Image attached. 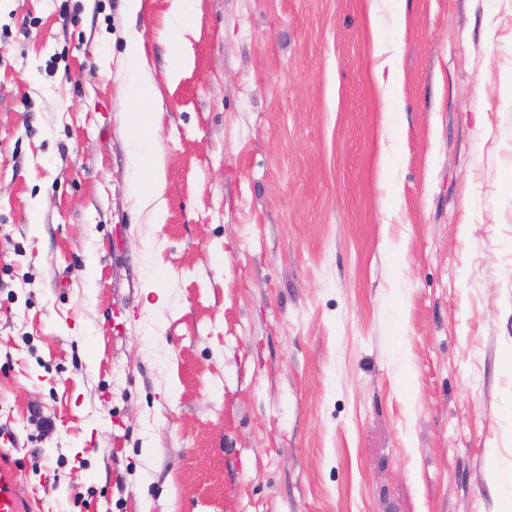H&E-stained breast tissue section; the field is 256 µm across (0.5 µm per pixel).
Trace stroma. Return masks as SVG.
Returning a JSON list of instances; mask_svg holds the SVG:
<instances>
[{
    "label": "stroma",
    "instance_id": "1",
    "mask_svg": "<svg viewBox=\"0 0 512 512\" xmlns=\"http://www.w3.org/2000/svg\"><path fill=\"white\" fill-rule=\"evenodd\" d=\"M170 6L0 0V448L29 512H502L512 0H195L173 79ZM134 35L159 223L128 185Z\"/></svg>",
    "mask_w": 512,
    "mask_h": 512
}]
</instances>
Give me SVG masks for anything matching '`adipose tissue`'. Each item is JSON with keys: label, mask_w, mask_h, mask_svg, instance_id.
Returning a JSON list of instances; mask_svg holds the SVG:
<instances>
[{"label": "adipose tissue", "mask_w": 512, "mask_h": 512, "mask_svg": "<svg viewBox=\"0 0 512 512\" xmlns=\"http://www.w3.org/2000/svg\"><path fill=\"white\" fill-rule=\"evenodd\" d=\"M126 86L135 101L125 116L128 131V168L132 178V196L137 208H151L154 220H162L164 209L160 198L164 190L162 158L154 148L156 91L144 76L142 39L131 38L125 49Z\"/></svg>", "instance_id": "obj_1"}]
</instances>
